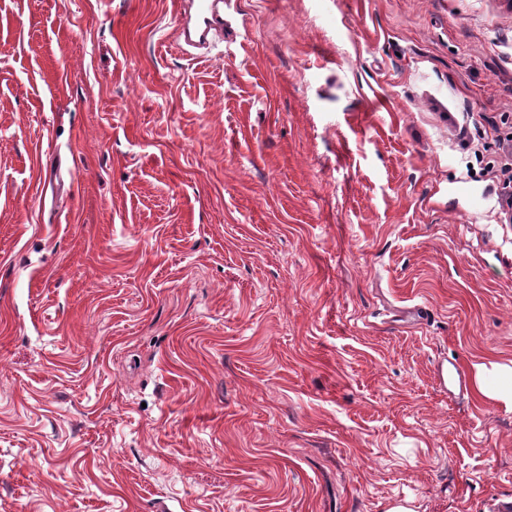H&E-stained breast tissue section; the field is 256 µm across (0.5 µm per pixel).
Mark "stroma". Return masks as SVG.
Segmentation results:
<instances>
[{"label": "stroma", "mask_w": 512, "mask_h": 512, "mask_svg": "<svg viewBox=\"0 0 512 512\" xmlns=\"http://www.w3.org/2000/svg\"><path fill=\"white\" fill-rule=\"evenodd\" d=\"M0 0V512H502L512 0ZM183 4L182 22L174 41L183 38L192 42L194 38L206 43L209 39H224V1L223 0H189L187 8ZM209 42V41H208ZM474 368V385L478 393L487 398L503 399L504 392L500 384L491 378L493 372L489 371L484 363L475 364Z\"/></svg>", "instance_id": "stroma-1"}]
</instances>
